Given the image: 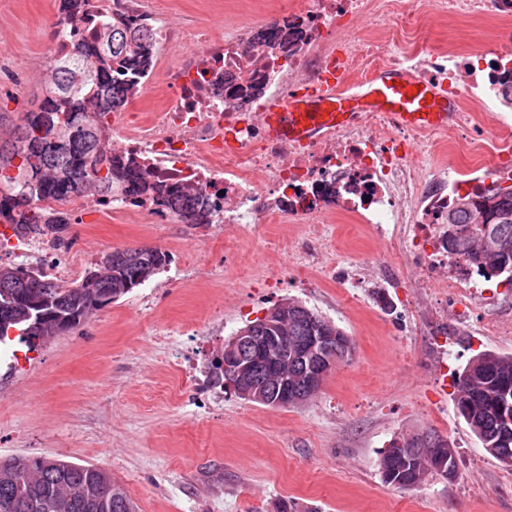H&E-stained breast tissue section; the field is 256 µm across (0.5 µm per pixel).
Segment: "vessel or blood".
I'll return each instance as SVG.
<instances>
[{
	"label": "vessel or blood",
	"instance_id": "b4317fda",
	"mask_svg": "<svg viewBox=\"0 0 512 512\" xmlns=\"http://www.w3.org/2000/svg\"><path fill=\"white\" fill-rule=\"evenodd\" d=\"M453 104L445 88L403 72L376 74L359 90L308 93L274 101L262 117L269 135L303 138L315 129L343 125L367 112H382L404 128L447 125Z\"/></svg>",
	"mask_w": 512,
	"mask_h": 512
}]
</instances>
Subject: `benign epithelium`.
Instances as JSON below:
<instances>
[{
    "label": "benign epithelium",
    "mask_w": 512,
    "mask_h": 512,
    "mask_svg": "<svg viewBox=\"0 0 512 512\" xmlns=\"http://www.w3.org/2000/svg\"><path fill=\"white\" fill-rule=\"evenodd\" d=\"M283 308L276 306L232 336L224 344L221 362L229 377L225 385L236 395L262 402L270 382L278 391L277 404L286 408L305 404L321 390L335 368L336 337L323 327L311 326L308 335L291 343L282 324L274 321Z\"/></svg>",
    "instance_id": "7a95c632"
}]
</instances>
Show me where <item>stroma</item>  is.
<instances>
[{
    "mask_svg": "<svg viewBox=\"0 0 512 512\" xmlns=\"http://www.w3.org/2000/svg\"><path fill=\"white\" fill-rule=\"evenodd\" d=\"M12 30L0 62L17 68L45 55L56 0H0ZM508 30L492 14L431 15L432 46L467 52L473 62ZM45 78L0 79V113L21 118L40 101ZM103 252L149 246L167 252L175 279L158 275L48 344L6 345L0 365V460L52 456L111 472L137 512H274L294 498L309 512H512V467L490 456L456 408V380L483 351L512 354V335H486V320L512 323V287L486 285L488 307L459 324L444 288H389L384 280L349 288L332 281L242 287L224 251L180 224L94 225ZM340 261L382 257L366 224H329ZM249 265L293 264L305 248L298 224L235 230ZM287 253L266 254V237ZM385 301H378L377 291ZM293 298L351 338V360L330 373L305 405L272 408L221 387L191 389L169 363L172 342L211 368L224 342L276 303ZM432 429L447 437L459 476L414 489L383 482L381 450L397 435Z\"/></svg>",
    "mask_w": 512,
    "mask_h": 512,
    "instance_id": "35a3bbf8",
    "label": "stroma"
}]
</instances>
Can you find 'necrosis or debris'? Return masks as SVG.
<instances>
[{
	"label": "necrosis or debris",
	"instance_id": "necrosis-or-debris-1",
	"mask_svg": "<svg viewBox=\"0 0 512 512\" xmlns=\"http://www.w3.org/2000/svg\"><path fill=\"white\" fill-rule=\"evenodd\" d=\"M109 15L129 18L152 45L147 63L123 78L130 109L103 121L106 154L132 157L147 178L178 186L164 204L127 196L86 192L65 210L71 223L84 216H115L128 224H176L184 201L206 204L205 237L220 240L227 224H300L317 236L325 224L370 225L391 251L407 257L416 241L427 251L418 286L449 284L457 304L470 311L482 293L480 277L460 279L465 260L449 255L448 199L480 192L493 178L512 180V121L498 113L512 97L501 64L512 47L492 52L483 69L468 56L432 47L420 25L424 13L478 16L485 11L512 22V0H277L274 23L243 32L231 15L175 18L168 0H105ZM368 15L376 32L368 38L353 22ZM347 67L345 89L356 88L372 66L433 77L448 85L456 108L447 128L402 129L380 112L354 125L323 129L310 142L270 139L259 116L273 99L319 87L334 61ZM494 115L486 133L481 113ZM443 154L447 165L429 169L426 154ZM469 156L474 177L453 173ZM408 224L411 236L390 235L388 225ZM18 259L36 273L64 277L95 264L92 242L73 247L55 239L17 235L0 226V258Z\"/></svg>",
	"mask_w": 512,
	"mask_h": 512
}]
</instances>
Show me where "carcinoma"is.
<instances>
[{
    "mask_svg": "<svg viewBox=\"0 0 512 512\" xmlns=\"http://www.w3.org/2000/svg\"><path fill=\"white\" fill-rule=\"evenodd\" d=\"M65 2L74 27L55 34L67 52L56 63L39 107L0 140V220L28 234L60 236L68 228L66 213L41 206L43 200L63 202L88 188L107 196L115 182L126 185L129 195L149 197L158 205L178 192L149 181L134 159H106L101 153L97 114L126 104V90L116 79L148 58L151 45L121 18L102 21L104 11L92 0ZM448 221L461 232L450 254L466 259V272L489 281L503 276L512 286V186L451 198ZM170 261L158 248L114 249L71 285L0 264V341L13 329L29 347L43 345L148 282ZM305 323L329 320L288 300L287 335H301ZM505 394L512 404V355L482 352L456 380L460 416L488 454L512 466V431L503 435L500 420ZM404 440V435L394 438L380 454L384 483L412 489L441 477L431 450L403 447ZM12 461L15 473L0 475V512H95L86 508L83 494L106 484L110 495L100 512H136L124 489L93 464L48 456H14Z\"/></svg>",
    "mask_w": 512,
    "mask_h": 512,
    "instance_id": "carcinoma-1",
    "label": "carcinoma"
}]
</instances>
